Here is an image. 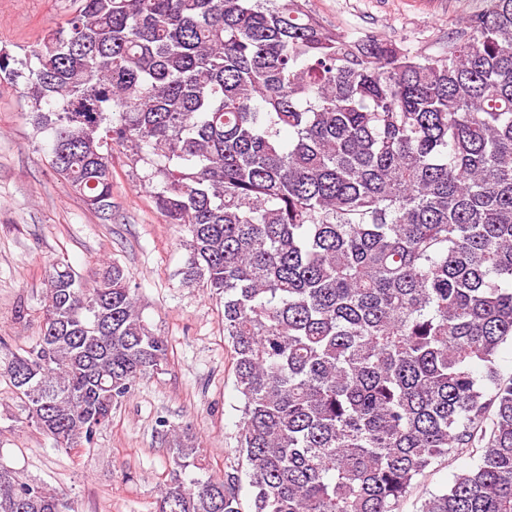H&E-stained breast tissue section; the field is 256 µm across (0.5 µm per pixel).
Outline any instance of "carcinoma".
Wrapping results in <instances>:
<instances>
[{"label": "carcinoma", "mask_w": 512, "mask_h": 512, "mask_svg": "<svg viewBox=\"0 0 512 512\" xmlns=\"http://www.w3.org/2000/svg\"><path fill=\"white\" fill-rule=\"evenodd\" d=\"M437 54L352 39L306 0H79L0 51L50 166L112 219V151L188 232L181 282L224 295L241 470L159 512H398L434 464L476 459L419 512H512V0H476ZM117 260L46 271L4 373L58 448L94 443L166 363ZM0 512H71L0 464Z\"/></svg>", "instance_id": "carcinoma-1"}]
</instances>
